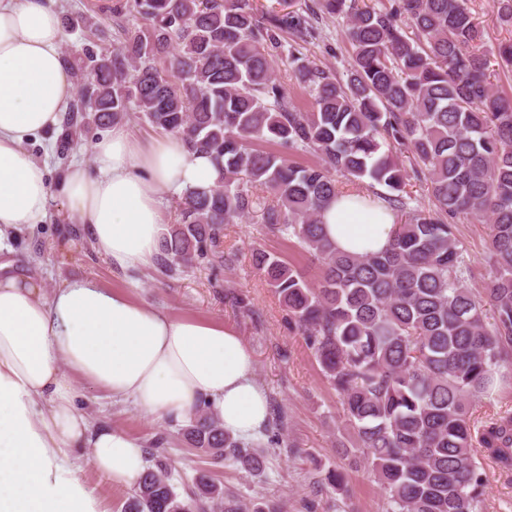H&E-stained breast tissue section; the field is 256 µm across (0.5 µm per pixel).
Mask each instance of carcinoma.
<instances>
[{
  "mask_svg": "<svg viewBox=\"0 0 512 512\" xmlns=\"http://www.w3.org/2000/svg\"><path fill=\"white\" fill-rule=\"evenodd\" d=\"M317 0L345 15L352 64L344 82L291 57L297 84L313 92L298 112L274 76L281 34L316 37L295 11L256 19L251 0H124L112 9L143 25L122 28L114 50L83 49L71 68L78 98L64 142L88 121L139 112L210 155L222 177L177 201L161 242V266L192 269L222 258L224 226L268 194L263 223L287 232L322 262L320 281L261 249L254 268L288 310L328 383L344 428L388 494V512H482L486 477L476 448L512 474V412L476 423L472 401L512 366V96L490 80L488 54L512 71V42L484 49L468 0ZM265 142L278 146L266 150ZM312 151L321 163L288 155ZM415 162L407 171L400 154ZM371 180L404 210L409 176L432 208L409 213L381 253L339 252L323 234L322 209L341 194L336 175ZM490 224L492 276L475 291L462 277L455 220ZM201 402L183 435L199 456L264 469L262 443L226 433ZM186 499L171 469H147L124 512H267L196 471Z\"/></svg>",
  "mask_w": 512,
  "mask_h": 512,
  "instance_id": "carcinoma-1",
  "label": "carcinoma"
}]
</instances>
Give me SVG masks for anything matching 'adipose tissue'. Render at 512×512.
<instances>
[{
	"label": "adipose tissue",
	"instance_id": "ef3b65f1",
	"mask_svg": "<svg viewBox=\"0 0 512 512\" xmlns=\"http://www.w3.org/2000/svg\"><path fill=\"white\" fill-rule=\"evenodd\" d=\"M61 42L60 15L45 0H0V243L41 223L57 192L112 266H155L164 195L211 188L221 172L176 134L143 141L118 123L92 143L93 167L74 165L52 189L46 163L25 145L61 125L73 99ZM364 200L343 194L322 211L337 250L391 244L395 215ZM82 387L158 419H183L205 400L239 438L259 433L269 413L253 355L233 328L174 318L92 278L47 295L28 276L0 272V512H101L78 476L81 448L112 483L138 484L147 469L141 442L91 423L77 406Z\"/></svg>",
	"mask_w": 512,
	"mask_h": 512
}]
</instances>
